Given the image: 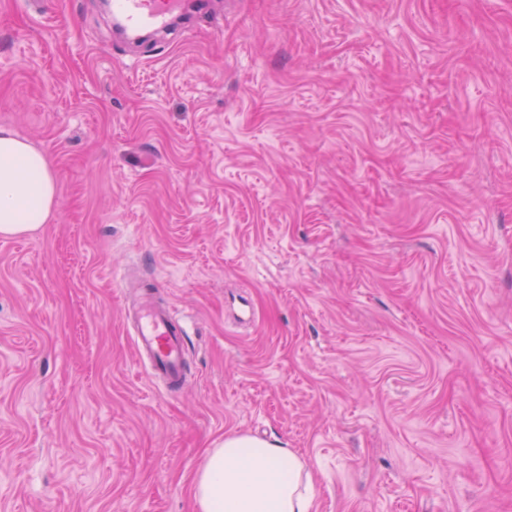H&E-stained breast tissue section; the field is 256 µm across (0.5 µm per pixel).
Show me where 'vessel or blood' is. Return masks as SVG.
<instances>
[{"instance_id":"b4317fda","label":"vessel or blood","mask_w":512,"mask_h":512,"mask_svg":"<svg viewBox=\"0 0 512 512\" xmlns=\"http://www.w3.org/2000/svg\"><path fill=\"white\" fill-rule=\"evenodd\" d=\"M182 7V0H112V17L127 34L136 36L148 28H166ZM129 334L150 374L163 380L168 393L178 391L185 371L186 329L157 303L152 290L143 291Z\"/></svg>"}]
</instances>
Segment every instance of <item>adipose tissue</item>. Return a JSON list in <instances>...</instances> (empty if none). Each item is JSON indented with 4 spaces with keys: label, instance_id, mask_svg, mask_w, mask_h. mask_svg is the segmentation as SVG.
Here are the masks:
<instances>
[{
    "label": "adipose tissue",
    "instance_id": "obj_1",
    "mask_svg": "<svg viewBox=\"0 0 512 512\" xmlns=\"http://www.w3.org/2000/svg\"><path fill=\"white\" fill-rule=\"evenodd\" d=\"M57 206L43 152L0 128V236L37 232ZM312 505L303 457L248 434L226 436L207 450L194 479V512H311Z\"/></svg>",
    "mask_w": 512,
    "mask_h": 512
}]
</instances>
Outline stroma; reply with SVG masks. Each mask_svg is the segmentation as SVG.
Returning a JSON list of instances; mask_svg holds the SVG:
<instances>
[{"mask_svg":"<svg viewBox=\"0 0 512 512\" xmlns=\"http://www.w3.org/2000/svg\"><path fill=\"white\" fill-rule=\"evenodd\" d=\"M138 47L0 0V126L59 203L0 238V512H193L206 449L314 512H512V0H209ZM187 331L164 391L126 316ZM194 512H311L306 461L290 448L233 434L207 450L194 479Z\"/></svg>","mask_w":512,"mask_h":512,"instance_id":"1","label":"stroma"}]
</instances>
